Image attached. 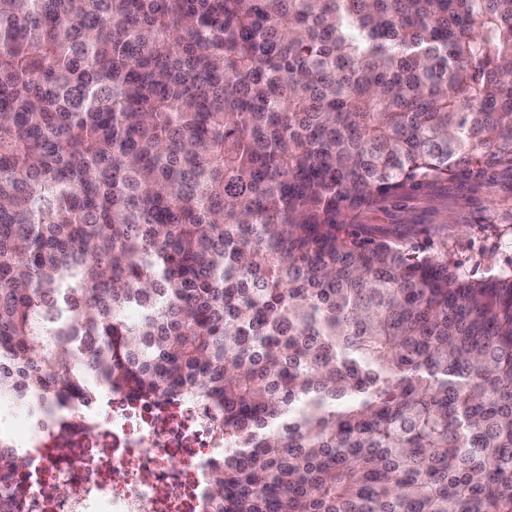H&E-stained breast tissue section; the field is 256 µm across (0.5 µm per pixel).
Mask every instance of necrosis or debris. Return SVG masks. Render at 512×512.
Wrapping results in <instances>:
<instances>
[{
    "instance_id": "4bbe7bcc",
    "label": "necrosis or debris",
    "mask_w": 512,
    "mask_h": 512,
    "mask_svg": "<svg viewBox=\"0 0 512 512\" xmlns=\"http://www.w3.org/2000/svg\"><path fill=\"white\" fill-rule=\"evenodd\" d=\"M0 433L31 461L21 512H206L217 445L195 402L112 392L61 411L4 406Z\"/></svg>"
}]
</instances>
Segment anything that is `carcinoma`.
I'll list each match as a JSON object with an SVG mask.
<instances>
[{"instance_id": "cac0c4a2", "label": "carcinoma", "mask_w": 512, "mask_h": 512, "mask_svg": "<svg viewBox=\"0 0 512 512\" xmlns=\"http://www.w3.org/2000/svg\"><path fill=\"white\" fill-rule=\"evenodd\" d=\"M496 165L512 0H0V404L196 401L209 512H512V271L347 222Z\"/></svg>"}]
</instances>
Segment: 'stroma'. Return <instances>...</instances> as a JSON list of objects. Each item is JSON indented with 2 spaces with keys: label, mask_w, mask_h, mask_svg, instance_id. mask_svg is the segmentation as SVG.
<instances>
[{
  "label": "stroma",
  "mask_w": 512,
  "mask_h": 512,
  "mask_svg": "<svg viewBox=\"0 0 512 512\" xmlns=\"http://www.w3.org/2000/svg\"><path fill=\"white\" fill-rule=\"evenodd\" d=\"M400 241L448 244L466 275L512 269V169L491 167L380 200L351 215Z\"/></svg>",
  "instance_id": "obj_1"
}]
</instances>
